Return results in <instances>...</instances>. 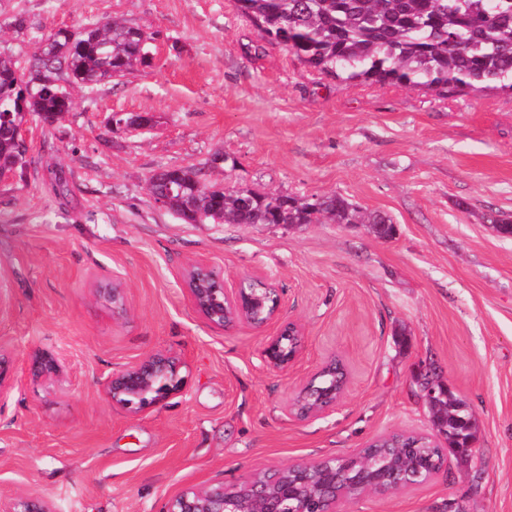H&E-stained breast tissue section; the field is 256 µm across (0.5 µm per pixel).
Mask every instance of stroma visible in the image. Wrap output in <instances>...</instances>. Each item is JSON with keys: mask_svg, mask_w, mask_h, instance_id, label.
<instances>
[{"mask_svg": "<svg viewBox=\"0 0 512 512\" xmlns=\"http://www.w3.org/2000/svg\"><path fill=\"white\" fill-rule=\"evenodd\" d=\"M23 17L26 28L11 23ZM155 33L150 67L74 84L51 126L28 120L30 164L0 182V497L54 512H163L185 489L357 453L432 430L414 380L434 365L479 425L473 459L448 454L425 483L344 512H512V93L440 96L348 81L269 44L232 0H0V53L26 64L36 37L103 17ZM116 112L153 130L114 132ZM230 164L211 167L214 155ZM205 168L206 185L339 193L390 216L393 240L354 224H187L158 203L159 169ZM68 184L56 189V178ZM197 263L228 283L266 276L306 332L285 371L263 338L211 327L188 299ZM120 281L124 311L99 291ZM164 351L184 388L131 413L107 378ZM331 354L350 384L326 416L289 417ZM49 355L50 376L32 369Z\"/></svg>", "mask_w": 512, "mask_h": 512, "instance_id": "35a3bbf8", "label": "stroma"}]
</instances>
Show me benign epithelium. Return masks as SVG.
<instances>
[{
  "label": "benign epithelium",
  "mask_w": 512,
  "mask_h": 512,
  "mask_svg": "<svg viewBox=\"0 0 512 512\" xmlns=\"http://www.w3.org/2000/svg\"><path fill=\"white\" fill-rule=\"evenodd\" d=\"M155 125L149 112L132 114L127 122L112 124L114 130L145 131ZM265 283V292H247L241 283L228 286L224 277L204 263L194 265L187 275V291L194 310L210 326L228 330L245 325L264 336L261 359L275 370L292 367L300 357L305 344V330L294 321L281 317L282 301L272 281ZM336 363V357L324 361L299 387L288 405V415L306 421L323 416L344 399L349 372H344L340 385L327 388L314 386L323 369ZM179 358L158 351L138 362L123 367L107 379L106 389L112 404L130 412H138L165 400L181 390L184 379L180 375ZM446 395V386L436 380L428 384L421 399L435 409ZM326 469L316 471L312 463L293 464L270 475L264 481L250 476L243 488L230 489L224 484L179 492L168 504L167 512H341L340 505L350 501L339 489L341 472L336 470V458L328 459ZM406 470L393 467L371 481L366 490L378 496H387L405 482ZM0 512H52L48 503L38 497L0 498Z\"/></svg>",
  "instance_id": "obj_1"
}]
</instances>
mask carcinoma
<instances>
[{
	"label": "carcinoma",
	"mask_w": 512,
	"mask_h": 512,
	"mask_svg": "<svg viewBox=\"0 0 512 512\" xmlns=\"http://www.w3.org/2000/svg\"><path fill=\"white\" fill-rule=\"evenodd\" d=\"M235 7L263 34L316 71L349 80L422 87L438 95L479 90L512 92V0H235ZM154 36L113 18L77 28L61 27L34 46L29 73L0 54V167H25L26 147L16 127L31 116L60 121L70 111L66 88L35 83L51 76L65 84L97 83L151 66ZM152 196L171 195V211L187 224H390L381 212H363L341 194L298 198L248 188L206 187L203 169L180 166L155 171ZM448 421L440 424L448 447L475 441L478 423L454 395L443 400ZM441 466L445 454L419 434L381 437L348 461L347 488L364 491L361 464L382 471L409 466L406 487L426 482L416 454Z\"/></svg>",
	"instance_id": "obj_1"
}]
</instances>
